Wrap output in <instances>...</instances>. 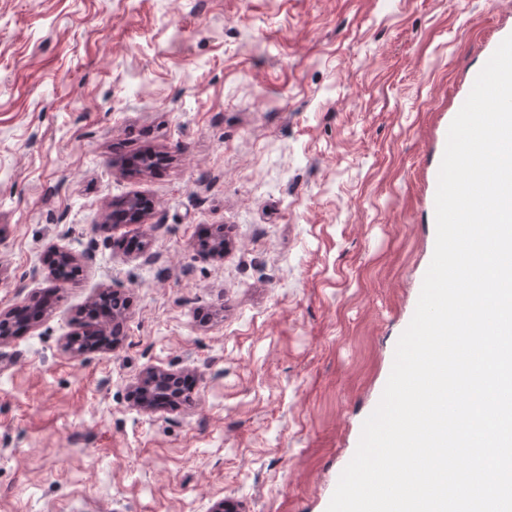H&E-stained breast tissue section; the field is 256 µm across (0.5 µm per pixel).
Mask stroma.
<instances>
[{"label": "stroma", "mask_w": 512, "mask_h": 512, "mask_svg": "<svg viewBox=\"0 0 512 512\" xmlns=\"http://www.w3.org/2000/svg\"><path fill=\"white\" fill-rule=\"evenodd\" d=\"M510 35L512 0H0V313L47 301L0 345V512H326ZM150 367L187 399L136 407Z\"/></svg>", "instance_id": "35a3bbf8"}]
</instances>
